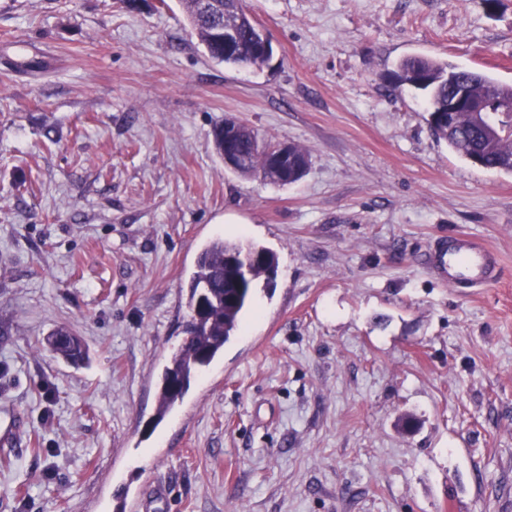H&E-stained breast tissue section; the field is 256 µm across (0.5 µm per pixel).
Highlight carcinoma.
Segmentation results:
<instances>
[{"mask_svg": "<svg viewBox=\"0 0 512 512\" xmlns=\"http://www.w3.org/2000/svg\"><path fill=\"white\" fill-rule=\"evenodd\" d=\"M191 30L208 55L215 61L232 67L261 70L269 59L257 52L251 37L255 23L247 14L243 0H178ZM241 21L239 41L224 51V21ZM394 84L424 91L429 96V125L436 138L465 161L478 156L484 168L512 174L506 162L512 159V135L490 136L476 119V113L466 108L448 116V97L459 86L468 89L469 96L480 103L512 105V83L489 75L450 65L437 58L410 55L402 58L392 72ZM241 162L235 172L244 177L259 176L266 168L269 143L258 131L239 122L230 129ZM288 179L281 184L296 183L308 172L309 152L299 144H290ZM248 253L258 257L251 276L242 288H237L238 270L231 261L235 255ZM278 259L275 252L261 246L244 247L217 236L198 254L192 274L188 307L197 300L206 302L208 311L199 317L190 316L184 333L190 336L170 355L164 366L158 390L157 420H162L182 401L200 371L209 366L224 349V344L236 336L243 314L250 306L258 282L265 288L275 279ZM49 350L70 362L84 359L82 339L66 326H58L48 339Z\"/></svg>", "mask_w": 512, "mask_h": 512, "instance_id": "carcinoma-1", "label": "carcinoma"}]
</instances>
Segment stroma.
I'll return each mask as SVG.
<instances>
[{
    "label": "stroma",
    "instance_id": "stroma-1",
    "mask_svg": "<svg viewBox=\"0 0 512 512\" xmlns=\"http://www.w3.org/2000/svg\"><path fill=\"white\" fill-rule=\"evenodd\" d=\"M244 6L260 71L212 62L178 0H0V408L24 421L0 512H512V174L388 79L419 53L512 83V0ZM227 116L306 176L225 169ZM456 231L497 285L436 275ZM218 235L274 251V289L158 423ZM60 325L87 364L44 349ZM290 144V160L288 166V143H282L269 151V165L273 171L285 173L288 170V181L281 179L279 185L296 183L308 172L310 167L309 152L299 144ZM435 267L448 287L467 294L499 282L502 262L498 251L473 235L453 233L433 252Z\"/></svg>",
    "mask_w": 512,
    "mask_h": 512
}]
</instances>
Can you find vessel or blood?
Returning <instances> with one entry per match:
<instances>
[{
  "label": "vessel or blood",
  "mask_w": 512,
  "mask_h": 512,
  "mask_svg": "<svg viewBox=\"0 0 512 512\" xmlns=\"http://www.w3.org/2000/svg\"><path fill=\"white\" fill-rule=\"evenodd\" d=\"M433 262L449 287L463 294L490 287L502 276L498 251L469 234H450L434 251Z\"/></svg>",
  "instance_id": "vessel-or-blood-1"
}]
</instances>
